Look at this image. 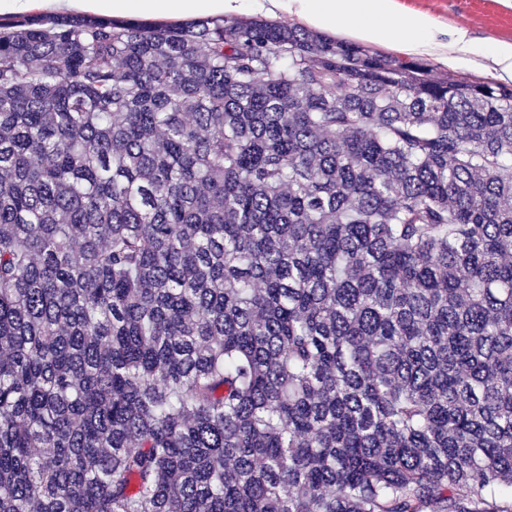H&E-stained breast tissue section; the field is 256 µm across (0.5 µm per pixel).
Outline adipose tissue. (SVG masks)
<instances>
[{
  "label": "adipose tissue",
  "instance_id": "ef3b65f1",
  "mask_svg": "<svg viewBox=\"0 0 512 512\" xmlns=\"http://www.w3.org/2000/svg\"><path fill=\"white\" fill-rule=\"evenodd\" d=\"M99 14L126 18L181 20L198 16L258 15L302 17L310 26L356 38H386L415 54L441 52L459 59L487 58L512 77V43L483 42L458 30L438 36L428 14L399 9L396 0H0V14Z\"/></svg>",
  "mask_w": 512,
  "mask_h": 512
}]
</instances>
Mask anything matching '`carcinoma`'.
<instances>
[{
	"label": "carcinoma",
	"mask_w": 512,
	"mask_h": 512,
	"mask_svg": "<svg viewBox=\"0 0 512 512\" xmlns=\"http://www.w3.org/2000/svg\"><path fill=\"white\" fill-rule=\"evenodd\" d=\"M0 512H512V86L0 23Z\"/></svg>",
	"instance_id": "carcinoma-1"
}]
</instances>
